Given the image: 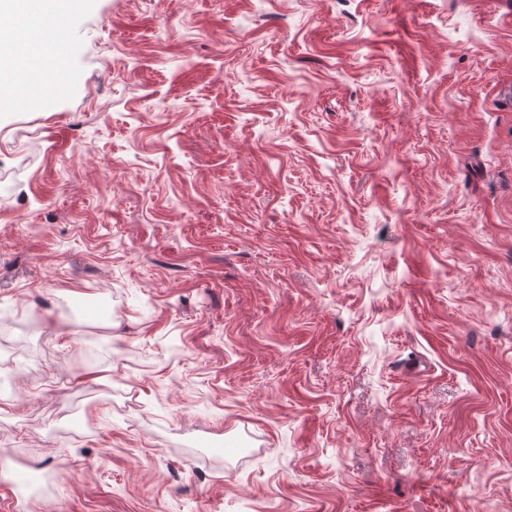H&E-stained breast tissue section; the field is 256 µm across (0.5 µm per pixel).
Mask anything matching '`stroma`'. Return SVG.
Returning <instances> with one entry per match:
<instances>
[{
	"label": "stroma",
	"instance_id": "obj_1",
	"mask_svg": "<svg viewBox=\"0 0 512 512\" xmlns=\"http://www.w3.org/2000/svg\"><path fill=\"white\" fill-rule=\"evenodd\" d=\"M69 32L0 111V512H512V0ZM46 68L40 73L39 71H31L29 77L33 82H38L43 86V91L39 97L49 98L56 93L57 86L62 82L63 69L56 60V56L50 55L45 59ZM51 76L49 79L48 77Z\"/></svg>",
	"mask_w": 512,
	"mask_h": 512
}]
</instances>
